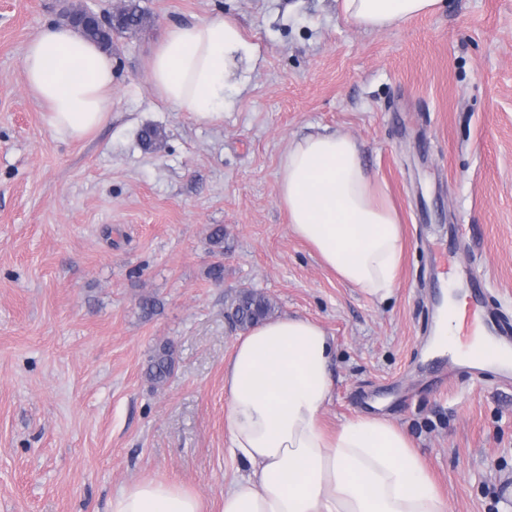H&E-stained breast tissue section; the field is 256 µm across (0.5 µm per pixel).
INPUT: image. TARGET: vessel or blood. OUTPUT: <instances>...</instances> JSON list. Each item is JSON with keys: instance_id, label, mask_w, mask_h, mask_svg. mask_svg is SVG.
Wrapping results in <instances>:
<instances>
[{"instance_id": "vessel-or-blood-1", "label": "vessel or blood", "mask_w": 512, "mask_h": 512, "mask_svg": "<svg viewBox=\"0 0 512 512\" xmlns=\"http://www.w3.org/2000/svg\"><path fill=\"white\" fill-rule=\"evenodd\" d=\"M485 284L475 280L466 301L452 316L461 335L452 354L438 358L431 369L439 382L452 383L461 373L475 376L512 372V324L485 306Z\"/></svg>"}]
</instances>
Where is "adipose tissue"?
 <instances>
[{
	"label": "adipose tissue",
	"instance_id": "obj_1",
	"mask_svg": "<svg viewBox=\"0 0 512 512\" xmlns=\"http://www.w3.org/2000/svg\"><path fill=\"white\" fill-rule=\"evenodd\" d=\"M359 27L384 30L438 13L443 0H336ZM257 45L226 19L171 26L147 63L158 98L201 124L224 120L226 94L241 90ZM27 90L49 129L83 140L110 118V54L69 26L43 27L26 45ZM278 201L292 234L350 287L383 302L400 286L402 224L347 134L294 139L277 172ZM333 336L318 323L282 316L237 337L224 368V445L242 474L224 491L223 512H448L407 435L390 420L356 415L328 433L322 415L334 388ZM111 512H201L199 497L165 480L135 481Z\"/></svg>",
	"mask_w": 512,
	"mask_h": 512
}]
</instances>
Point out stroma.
<instances>
[{
    "label": "stroma",
    "instance_id": "1",
    "mask_svg": "<svg viewBox=\"0 0 512 512\" xmlns=\"http://www.w3.org/2000/svg\"><path fill=\"white\" fill-rule=\"evenodd\" d=\"M444 2L367 32L336 0H141L151 27L113 41L112 116L73 142L49 131L21 68L62 0H0V512H110L151 478L222 512L240 333L226 310L243 288L334 337L329 429L384 416L451 512H512V387L437 384L423 356L447 280L478 275L512 318V0ZM194 18L235 20L259 47L217 126L159 100L145 67L166 28ZM148 125L157 145L140 140ZM322 130L358 141L405 226L386 302L325 269L279 205L281 154ZM163 342L176 364L155 385ZM174 351L171 345L164 344L150 356L146 375L151 381L164 382L168 379L174 369Z\"/></svg>",
    "mask_w": 512,
    "mask_h": 512
}]
</instances>
